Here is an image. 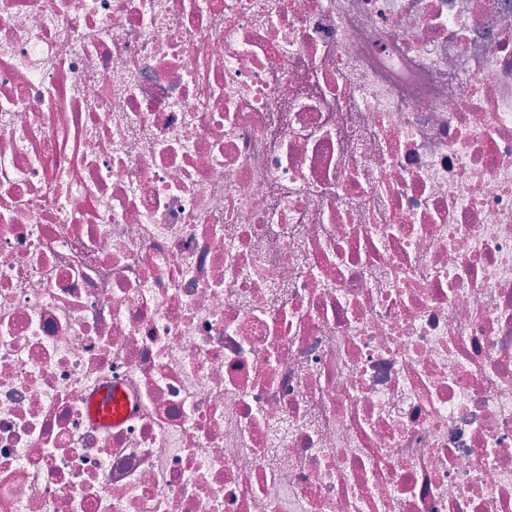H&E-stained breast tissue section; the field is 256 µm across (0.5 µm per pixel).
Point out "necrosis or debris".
Listing matches in <instances>:
<instances>
[{"instance_id": "necrosis-or-debris-1", "label": "necrosis or debris", "mask_w": 512, "mask_h": 512, "mask_svg": "<svg viewBox=\"0 0 512 512\" xmlns=\"http://www.w3.org/2000/svg\"><path fill=\"white\" fill-rule=\"evenodd\" d=\"M0 512H512V0H0Z\"/></svg>"}]
</instances>
